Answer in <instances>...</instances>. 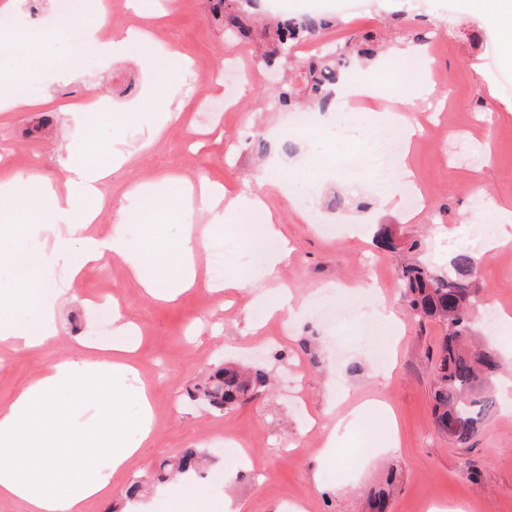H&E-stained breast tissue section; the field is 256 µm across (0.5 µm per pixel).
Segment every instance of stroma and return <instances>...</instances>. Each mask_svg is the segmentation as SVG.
<instances>
[{"mask_svg":"<svg viewBox=\"0 0 512 512\" xmlns=\"http://www.w3.org/2000/svg\"><path fill=\"white\" fill-rule=\"evenodd\" d=\"M78 2L87 20L96 21L95 0L19 4L25 21L12 25L17 42L0 57L23 72V85H37L49 103L38 112L0 114V140L8 142L0 161L11 171L55 181L67 165L93 162L110 151L116 137L137 145L110 177V201L89 227L91 234L108 238L115 201H122L128 223H143L137 199L126 193L132 184L204 177L242 195L276 158L280 164L269 176L279 187L268 203L292 251L278 280L267 283L261 278L266 258L257 255L254 243L257 225L243 224L230 234L210 227L204 216L168 217L170 236L189 228L206 235L208 244L230 240L255 256L226 271L230 277L248 272L251 281L244 288L219 295L201 286L171 300L144 293L126 264L113 257L70 280V266L80 261L79 251H72L68 265L46 278L48 292L68 283L75 295L61 311L58 339L0 358V408L56 361L95 357L97 309L114 300L141 330L134 358L140 381L152 390L155 425L150 442L111 477L112 512H127L124 491L132 480H150L160 462L190 448L207 452L220 473L203 485L212 501L231 498L241 512H357L389 464L397 470L389 512H428L434 504L457 503L465 504L466 512H512V324L501 325L494 337L504 357L493 383L497 408L478 435L457 446L433 428L431 355L443 328L411 318L397 278L402 260L447 271L456 248L471 245L479 228L499 223L503 210L512 211V66L502 48H495L490 62L468 42L469 34L491 30L479 0H387L378 11L335 15L316 38L320 44H342L366 31L384 32L389 53L373 66L353 68L348 81L371 83L387 100L409 90L398 48L412 43L415 33L429 31L422 48L436 73L431 95L437 110L434 129L406 159L429 197L416 209L402 195L385 204L371 176L351 175L347 160L356 144L337 139L332 117H317L296 136V153L282 154L272 131L289 127L291 115L275 109L273 100L291 73L284 69L270 77L259 37L227 43L223 29L209 20V0H174L151 23L153 47L134 44L109 63L87 57L75 67L76 44L56 29L55 19L61 5ZM30 48L51 64L29 77ZM179 55L205 72L231 60L240 70L225 75L220 85L190 84L175 65ZM228 88L235 92L236 111L226 113L223 122L202 123V101L223 98ZM93 97L113 112L157 97L183 106L169 119L145 113L141 126L119 133L107 122L85 124L73 110V103ZM476 182L488 193L481 209L472 189ZM304 209L315 210L318 223L303 219ZM377 224L394 226L402 253L374 244ZM477 280L483 301L512 315V245L483 260ZM282 288L306 302L305 312L255 330L251 304L273 299ZM327 289L345 293L362 309L385 303L401 322L399 332L375 317L336 321L331 305L318 302ZM221 363L265 366L270 386L224 412L190 399L189 391ZM356 408L361 414L339 436L335 460L321 458L324 426ZM394 423L399 441L393 447ZM228 433L250 449L252 460L224 464Z\"/></svg>","mask_w":512,"mask_h":512,"instance_id":"obj_1","label":"stroma"}]
</instances>
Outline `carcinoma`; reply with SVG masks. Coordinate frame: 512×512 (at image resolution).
<instances>
[{
    "label": "carcinoma",
    "mask_w": 512,
    "mask_h": 512,
    "mask_svg": "<svg viewBox=\"0 0 512 512\" xmlns=\"http://www.w3.org/2000/svg\"><path fill=\"white\" fill-rule=\"evenodd\" d=\"M212 19L224 31L240 38L251 36L253 27L245 24L253 0H211ZM330 22L320 13L278 15L262 27L267 66H287L299 72L303 86H288L279 93V104L292 110L300 105L326 112L333 108L332 88L344 79L354 63L374 55L372 34L361 35L343 45L324 44L306 55L294 49L328 28ZM400 280L412 315L431 319L445 328L436 352L432 380V415L436 430L458 446L468 444L480 431L495 408L496 400L487 391L492 377L501 367L499 350L477 344L473 336V311L480 302V285L476 281L474 251L462 247L450 260L447 273H437L422 263L401 267ZM269 374L263 367L241 371L220 366L212 370L196 387V396L215 409L237 407L264 390ZM204 456L189 449L173 463H163L154 481L164 482L172 474L203 477ZM388 494L384 489L368 493L366 512H386Z\"/></svg>",
    "instance_id": "carcinoma-1"
}]
</instances>
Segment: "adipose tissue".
<instances>
[{"label": "adipose tissue", "instance_id": "1", "mask_svg": "<svg viewBox=\"0 0 512 512\" xmlns=\"http://www.w3.org/2000/svg\"><path fill=\"white\" fill-rule=\"evenodd\" d=\"M131 156L125 147L107 153L94 165L68 166L62 178L66 193H59L52 181L30 173L0 179V236L16 230L32 238L50 241L47 251L21 255L0 247V341L11 343L22 353L52 342L67 292L46 298L40 278L50 273L73 247H80L85 261L99 262L105 254L119 256L132 275L143 266L156 268V279L146 281L149 293H156L168 278H176L182 289L199 281L196 256L205 239L190 233L171 240L160 224L146 225L142 238L124 234V215H117L111 238L88 234L104 203L102 186L112 167H120ZM270 186L259 176L249 197L225 196L222 187L200 182L174 195L158 196L150 186L133 185L149 215L205 214L211 223L251 224L261 222L264 237H278L266 197ZM112 333L122 345L112 355L95 359L60 360L22 389L12 403L0 410V501L17 505V512H106L112 500L109 472L100 466L108 458L112 470L122 469L136 454L114 425L124 402L136 397L141 405L139 428L149 439L154 427V408L149 392L135 386L137 376L131 358L138 332L120 309L112 311ZM69 389L68 402H60L61 389ZM87 419L72 427L77 414Z\"/></svg>", "mask_w": 512, "mask_h": 512}]
</instances>
